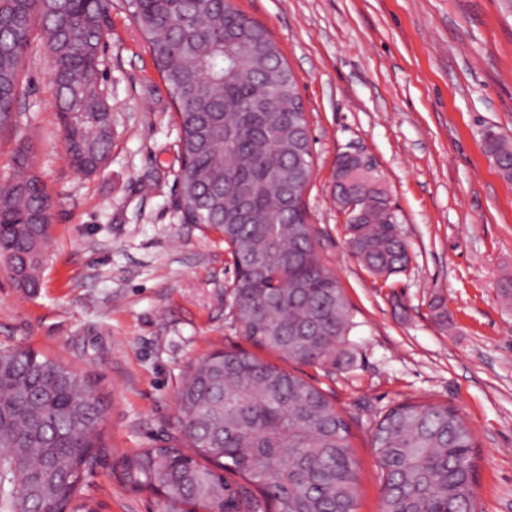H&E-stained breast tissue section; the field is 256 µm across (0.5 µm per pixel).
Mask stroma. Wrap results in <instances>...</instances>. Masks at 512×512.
<instances>
[{
	"mask_svg": "<svg viewBox=\"0 0 512 512\" xmlns=\"http://www.w3.org/2000/svg\"><path fill=\"white\" fill-rule=\"evenodd\" d=\"M264 24L295 75L312 139L304 204L353 328L337 363L300 374L351 426L356 512H380L371 433L402 402L448 403L474 434L479 512H512V180L483 133L512 141V16L499 0H234ZM112 151L86 176L68 166L48 54L34 39L17 126L0 130V179L19 143L54 205L42 286L0 270V344L33 348L96 382L110 450L81 493L102 512H157L112 469L171 439L181 377L216 349L250 350L231 325L234 268L217 234L185 223L177 117L142 38L120 7L101 51ZM361 155L399 217L409 262L374 279L352 256L334 174ZM443 298L447 324L430 309Z\"/></svg>",
	"mask_w": 512,
	"mask_h": 512,
	"instance_id": "1",
	"label": "stroma"
}]
</instances>
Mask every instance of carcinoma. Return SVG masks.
Masks as SVG:
<instances>
[{"mask_svg": "<svg viewBox=\"0 0 512 512\" xmlns=\"http://www.w3.org/2000/svg\"><path fill=\"white\" fill-rule=\"evenodd\" d=\"M175 106L176 172L187 223L219 233L241 277L228 315L256 347L320 367L343 352L348 301L315 243L303 193L312 147L292 70L270 33L225 0H123ZM112 0H0V129L13 125L34 23L51 60L53 105L69 166L102 169L112 149V106L101 95L99 46ZM272 98L263 119L245 108ZM487 152L512 178V144L490 128ZM0 188V261L22 292L41 287L52 199L29 162ZM349 245L366 271L393 276L408 263L398 218L377 177L357 188ZM177 432L186 445L124 455L119 482L167 492L159 512H355L358 475L349 425L303 377L242 350H216L185 371ZM91 381L32 349L0 346V512H96L81 485L108 446ZM380 512H478L474 439L446 403H400L373 431Z\"/></svg>", "mask_w": 512, "mask_h": 512, "instance_id": "cac0c4a2", "label": "carcinoma"}]
</instances>
